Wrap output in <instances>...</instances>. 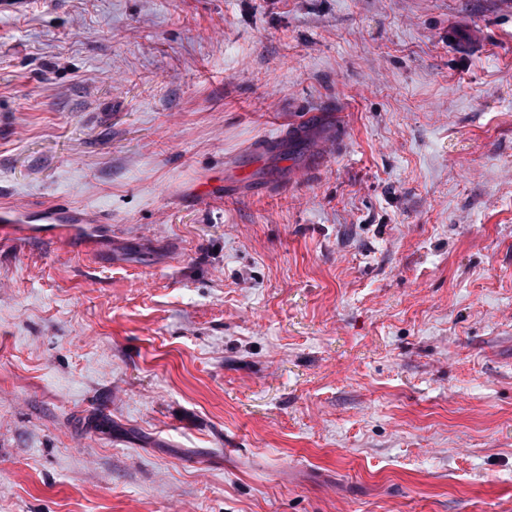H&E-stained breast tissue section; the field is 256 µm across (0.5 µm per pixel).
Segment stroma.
Instances as JSON below:
<instances>
[{
	"instance_id": "obj_1",
	"label": "stroma",
	"mask_w": 512,
	"mask_h": 512,
	"mask_svg": "<svg viewBox=\"0 0 512 512\" xmlns=\"http://www.w3.org/2000/svg\"><path fill=\"white\" fill-rule=\"evenodd\" d=\"M50 206L98 246L0 249V512H512V0H11Z\"/></svg>"
}]
</instances>
